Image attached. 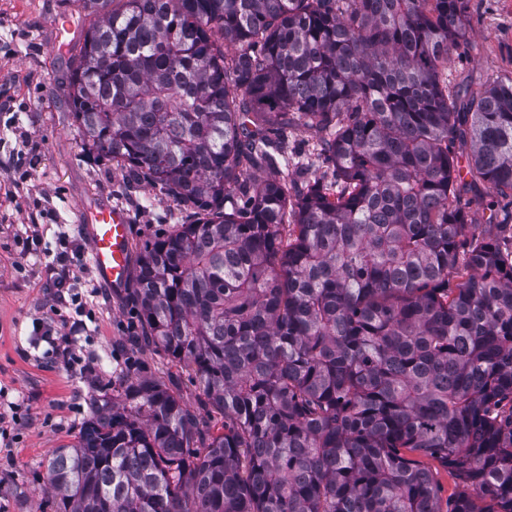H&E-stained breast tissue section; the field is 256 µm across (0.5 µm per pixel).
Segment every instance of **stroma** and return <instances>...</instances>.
<instances>
[{
    "label": "stroma",
    "mask_w": 512,
    "mask_h": 512,
    "mask_svg": "<svg viewBox=\"0 0 512 512\" xmlns=\"http://www.w3.org/2000/svg\"><path fill=\"white\" fill-rule=\"evenodd\" d=\"M91 22L80 0H0V512H54L44 490L53 449L75 443L97 400L111 395L112 372L175 381L196 407L193 374L143 333L131 290L91 294L90 248L80 218L106 200L130 218L133 247L190 221L171 196L129 180L123 167L85 151L66 96V43ZM448 87L467 105L512 75V0H467V33L452 47ZM476 234L512 236V201L476 181L459 195ZM50 251L80 258L66 284L41 264ZM69 303L66 321L51 312ZM69 358L52 359L51 348Z\"/></svg>",
    "instance_id": "stroma-1"
}]
</instances>
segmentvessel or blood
<instances>
[{
  "mask_svg": "<svg viewBox=\"0 0 512 512\" xmlns=\"http://www.w3.org/2000/svg\"><path fill=\"white\" fill-rule=\"evenodd\" d=\"M83 231L98 279L121 292L131 276L130 224L126 211L102 202L86 210Z\"/></svg>",
  "mask_w": 512,
  "mask_h": 512,
  "instance_id": "vessel-or-blood-1",
  "label": "vessel or blood"
}]
</instances>
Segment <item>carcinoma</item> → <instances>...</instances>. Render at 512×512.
<instances>
[{"instance_id": "carcinoma-1", "label": "carcinoma", "mask_w": 512, "mask_h": 512, "mask_svg": "<svg viewBox=\"0 0 512 512\" xmlns=\"http://www.w3.org/2000/svg\"><path fill=\"white\" fill-rule=\"evenodd\" d=\"M82 3L81 144L195 215L133 298L202 397L121 379L48 459L55 512H512V245L466 242L452 151L512 198V77L460 111L466 0ZM294 114L334 178L292 197L241 166H288ZM403 448L456 474L449 510Z\"/></svg>"}]
</instances>
